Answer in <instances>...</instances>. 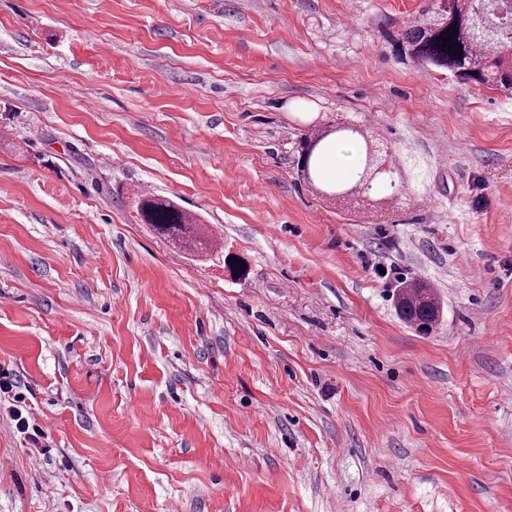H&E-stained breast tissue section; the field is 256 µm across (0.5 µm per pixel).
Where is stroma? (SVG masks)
Here are the masks:
<instances>
[{
    "label": "stroma",
    "instance_id": "stroma-1",
    "mask_svg": "<svg viewBox=\"0 0 512 512\" xmlns=\"http://www.w3.org/2000/svg\"><path fill=\"white\" fill-rule=\"evenodd\" d=\"M437 3L0 0V366L51 446L0 409V512H512V96L399 56ZM343 122L334 197L299 140ZM324 138L325 137H316V138L314 137L313 143H311L312 142L311 137L305 138L307 141H303L302 145H301V148H302V162L301 163H302L303 171H305V174H306L305 177L309 182L314 183L315 180H317L320 183H322V185L327 190L332 192V190L337 189L338 186H336L334 184H330L327 181H325L320 176V173H319L316 163H314L312 161L313 153H314L315 149L318 148L319 150H321L323 148V147H321V144H322V141ZM308 139L310 140L309 143H308ZM136 214L144 224L170 241L175 247L188 252H206L213 249V241L202 224L176 203L155 194L136 195ZM401 290L398 297L396 294V310L400 318L417 330L433 329L441 320L443 306L430 283L422 280Z\"/></svg>",
    "mask_w": 512,
    "mask_h": 512
}]
</instances>
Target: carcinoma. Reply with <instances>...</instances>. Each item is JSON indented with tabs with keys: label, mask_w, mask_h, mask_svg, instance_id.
Here are the masks:
<instances>
[{
	"label": "carcinoma",
	"mask_w": 512,
	"mask_h": 512,
	"mask_svg": "<svg viewBox=\"0 0 512 512\" xmlns=\"http://www.w3.org/2000/svg\"><path fill=\"white\" fill-rule=\"evenodd\" d=\"M489 0H439L437 18L418 22L397 34L398 51L433 70H442L462 79L495 87L512 94V25L503 24L499 12L487 7L478 12L480 2ZM461 50V55L454 51ZM323 138L302 142V168L306 179L318 181L329 191L337 186L325 181L312 161ZM136 214L143 223L188 252L213 249V241L197 219L176 203L155 194L141 193L135 200ZM400 318L427 332L441 320L443 306L430 283L422 280L402 287L396 297Z\"/></svg>",
	"instance_id": "obj_1"
}]
</instances>
